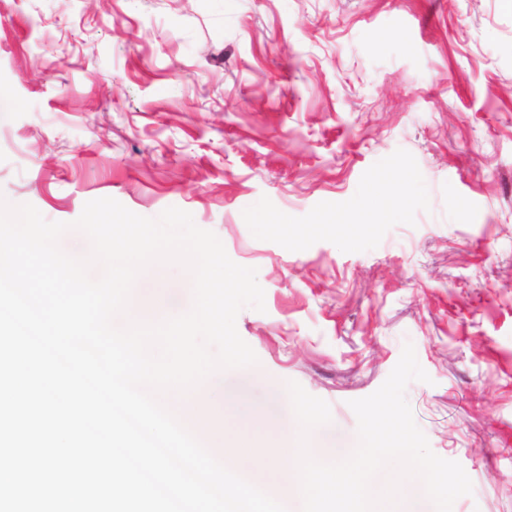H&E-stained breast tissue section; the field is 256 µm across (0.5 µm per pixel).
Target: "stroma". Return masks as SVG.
I'll return each mask as SVG.
<instances>
[{
	"instance_id": "35a3bbf8",
	"label": "stroma",
	"mask_w": 512,
	"mask_h": 512,
	"mask_svg": "<svg viewBox=\"0 0 512 512\" xmlns=\"http://www.w3.org/2000/svg\"><path fill=\"white\" fill-rule=\"evenodd\" d=\"M0 197L177 207L255 268L261 380L350 401L405 343L452 512H512V0H0Z\"/></svg>"
}]
</instances>
